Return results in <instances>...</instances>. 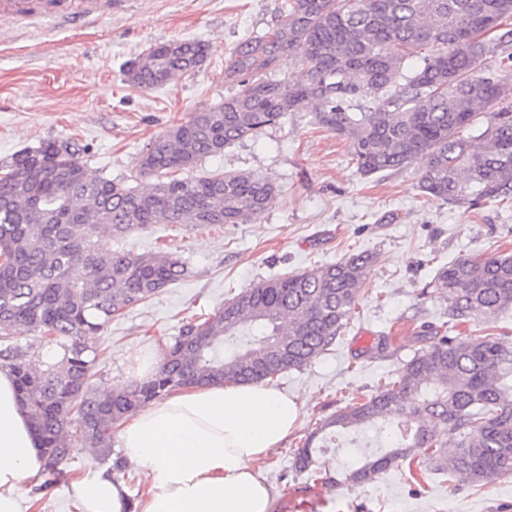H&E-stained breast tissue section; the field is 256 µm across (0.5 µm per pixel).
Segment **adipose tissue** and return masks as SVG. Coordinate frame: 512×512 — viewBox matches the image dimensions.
Masks as SVG:
<instances>
[{
	"label": "adipose tissue",
	"mask_w": 512,
	"mask_h": 512,
	"mask_svg": "<svg viewBox=\"0 0 512 512\" xmlns=\"http://www.w3.org/2000/svg\"><path fill=\"white\" fill-rule=\"evenodd\" d=\"M300 405L274 385L212 383L143 407L119 439L147 490L139 512H269L272 491L257 467L295 428ZM42 469L38 441L8 368L0 369V512H24L23 487ZM75 512H126L109 477L74 479Z\"/></svg>",
	"instance_id": "1"
}]
</instances>
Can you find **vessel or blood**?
<instances>
[{"label": "vessel or blood", "instance_id": "b4317fda", "mask_svg": "<svg viewBox=\"0 0 512 512\" xmlns=\"http://www.w3.org/2000/svg\"><path fill=\"white\" fill-rule=\"evenodd\" d=\"M126 0H0V14L14 18L40 16L60 24H76Z\"/></svg>", "mask_w": 512, "mask_h": 512}]
</instances>
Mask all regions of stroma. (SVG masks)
Wrapping results in <instances>:
<instances>
[{
	"instance_id": "1",
	"label": "stroma",
	"mask_w": 512,
	"mask_h": 512,
	"mask_svg": "<svg viewBox=\"0 0 512 512\" xmlns=\"http://www.w3.org/2000/svg\"><path fill=\"white\" fill-rule=\"evenodd\" d=\"M285 0H127L84 23L48 27L39 19L0 16V161L59 138L88 144L89 171L148 186L139 157L166 130L223 102L232 88L224 65L238 41L268 29ZM180 39L208 43L199 72L164 87L126 82L127 64L150 46ZM423 162L383 177L361 176L345 141L318 127L310 111L289 113L265 142L243 141L207 159L198 173H253L277 187L271 207L245 224H152L116 238L99 230L97 245L135 253L168 251L189 278L113 318L94 337L101 350L98 386L138 381L135 349L162 355L187 323L213 315L226 299L262 279L330 264L354 252L376 262L328 351L279 375L276 387L296 395L299 423L282 448L259 462L273 488L270 512H512V476L474 485L422 468L410 477L397 459L362 484L348 473L371 454L397 445L391 422L336 435L318 462L333 482L317 485L295 469V455L323 435L329 416L352 398L372 394L412 357L417 332L448 322V302L432 286L437 269L478 253H512V201L467 210L425 201ZM390 345L371 347L379 336ZM56 479L26 483L31 512H71V481L108 463L82 445Z\"/></svg>"
}]
</instances>
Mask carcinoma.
<instances>
[{"instance_id": "carcinoma-1", "label": "carcinoma", "mask_w": 512, "mask_h": 512, "mask_svg": "<svg viewBox=\"0 0 512 512\" xmlns=\"http://www.w3.org/2000/svg\"><path fill=\"white\" fill-rule=\"evenodd\" d=\"M293 55L298 83L277 74ZM208 46L160 43L127 65L152 89L202 68ZM224 81L235 91L158 136L140 156L156 177L145 189L89 173L88 147L66 138L0 164V337L29 327L59 346L41 368L10 345L0 358L39 440L43 471L72 451L70 428L108 459L112 426L171 392L197 384L254 383L298 369L336 342L375 257L349 255L316 269L263 279L202 322L185 325L153 376L95 386L91 340L112 318L189 276L166 252H98L93 237L149 224H245L276 186L252 173L164 176L196 168L244 140L258 141L290 112L348 145L364 177L425 160L422 196L460 207L512 201V0H289L267 32L233 48ZM434 286L459 327L512 307V255L476 254L441 267ZM397 377L352 399L325 422L351 429L396 417L403 446L348 475L361 483L399 458L462 481L512 474V338L470 341L429 326Z\"/></svg>"}]
</instances>
